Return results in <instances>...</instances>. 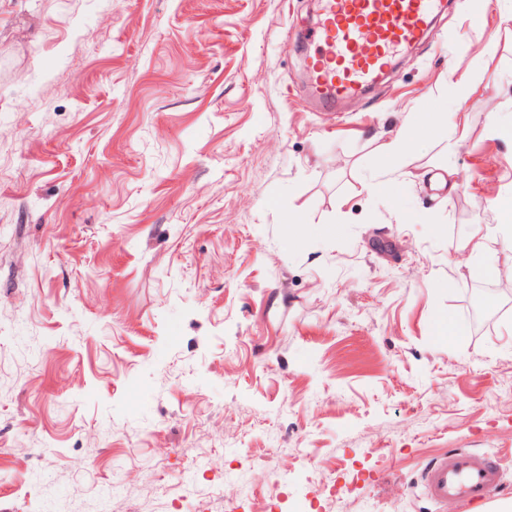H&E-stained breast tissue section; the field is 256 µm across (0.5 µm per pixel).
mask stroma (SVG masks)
<instances>
[{
	"instance_id": "1",
	"label": "stroma",
	"mask_w": 512,
	"mask_h": 512,
	"mask_svg": "<svg viewBox=\"0 0 512 512\" xmlns=\"http://www.w3.org/2000/svg\"><path fill=\"white\" fill-rule=\"evenodd\" d=\"M511 11L322 112L318 0H0V512H442L455 449L512 498V276L459 249L512 200ZM406 145L400 138L391 139L381 146V153L384 158V169L392 171L400 168L406 156ZM425 496L452 511L453 498L463 502L492 496L501 484V468L489 455L456 450L426 463L421 471Z\"/></svg>"
}]
</instances>
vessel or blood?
<instances>
[{"mask_svg":"<svg viewBox=\"0 0 512 512\" xmlns=\"http://www.w3.org/2000/svg\"><path fill=\"white\" fill-rule=\"evenodd\" d=\"M321 18L310 38L318 46L307 69L321 108L331 111L374 85L392 60L423 37L445 0H320ZM425 496L463 502L492 496L501 484L497 460L457 450L426 463Z\"/></svg>","mask_w":512,"mask_h":512,"instance_id":"1","label":"vessel or blood"}]
</instances>
